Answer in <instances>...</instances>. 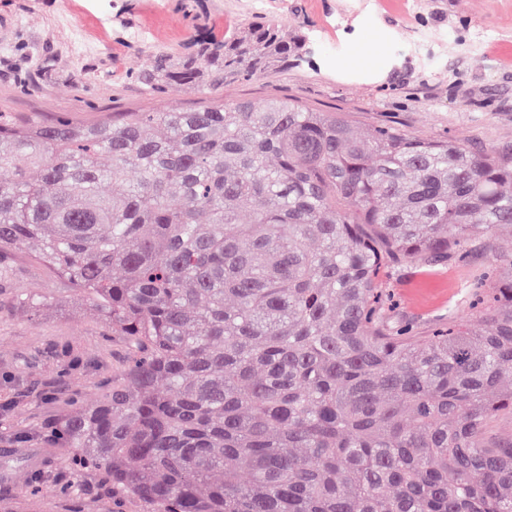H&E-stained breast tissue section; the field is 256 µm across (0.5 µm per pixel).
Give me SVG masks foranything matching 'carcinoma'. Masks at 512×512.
<instances>
[{
	"label": "carcinoma",
	"mask_w": 512,
	"mask_h": 512,
	"mask_svg": "<svg viewBox=\"0 0 512 512\" xmlns=\"http://www.w3.org/2000/svg\"><path fill=\"white\" fill-rule=\"evenodd\" d=\"M256 16L165 77L230 86L302 54ZM0 250L89 300L126 344L54 437L143 512H512V154L359 131L291 98L0 113ZM466 321L389 322L388 269L473 249Z\"/></svg>",
	"instance_id": "obj_1"
}]
</instances>
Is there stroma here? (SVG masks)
Listing matches in <instances>:
<instances>
[{
	"mask_svg": "<svg viewBox=\"0 0 512 512\" xmlns=\"http://www.w3.org/2000/svg\"><path fill=\"white\" fill-rule=\"evenodd\" d=\"M256 15L303 34V58L217 89L163 78L162 66L199 60L201 43ZM353 39L384 45L392 68L380 82L337 72ZM274 97L350 113L362 128L391 121L419 138L512 152V0H0V112L15 119L92 123ZM490 270L474 253L436 268L395 266L392 326L469 318ZM28 296L40 298L37 309L23 305ZM123 357L105 319L63 279L23 254L0 256V463H9L0 512H142L48 430L105 393Z\"/></svg>",
	"mask_w": 512,
	"mask_h": 512,
	"instance_id": "1",
	"label": "stroma"
}]
</instances>
